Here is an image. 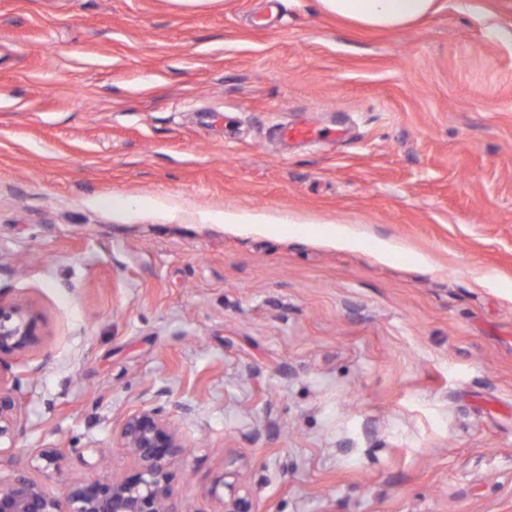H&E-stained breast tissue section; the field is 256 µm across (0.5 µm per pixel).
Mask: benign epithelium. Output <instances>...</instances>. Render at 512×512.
I'll use <instances>...</instances> for the list:
<instances>
[{"label": "benign epithelium", "mask_w": 512, "mask_h": 512, "mask_svg": "<svg viewBox=\"0 0 512 512\" xmlns=\"http://www.w3.org/2000/svg\"><path fill=\"white\" fill-rule=\"evenodd\" d=\"M40 314L20 301L0 298V369L4 358L20 355L38 340ZM19 382L0 372V458L11 457L16 448L15 430L22 413ZM120 447L134 459L133 471L121 478L70 481L63 462L71 454L94 457L100 467L106 455L100 448H40L35 459L44 463L54 485L17 476L0 483V512H190L172 489L175 462L184 455V445L159 411L145 404L129 411L118 429ZM229 489V498H215L216 512H259L247 494L220 476L214 487Z\"/></svg>", "instance_id": "obj_1"}]
</instances>
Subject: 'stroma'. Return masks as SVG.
Wrapping results in <instances>:
<instances>
[{"instance_id":"1","label":"stroma","mask_w":512,"mask_h":512,"mask_svg":"<svg viewBox=\"0 0 512 512\" xmlns=\"http://www.w3.org/2000/svg\"><path fill=\"white\" fill-rule=\"evenodd\" d=\"M278 2L0 0V297L42 316L0 480L128 474L146 404L198 512L235 464L260 512H512V0ZM323 11L355 26L393 30L433 15L438 0H318ZM280 136L286 140L300 142H313L324 138H343L340 131H328L313 123L287 124L280 128Z\"/></svg>"}]
</instances>
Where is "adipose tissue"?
Masks as SVG:
<instances>
[{
	"label": "adipose tissue",
	"instance_id": "obj_1",
	"mask_svg": "<svg viewBox=\"0 0 512 512\" xmlns=\"http://www.w3.org/2000/svg\"><path fill=\"white\" fill-rule=\"evenodd\" d=\"M323 11L355 26L393 30L433 15L438 0H318Z\"/></svg>",
	"mask_w": 512,
	"mask_h": 512
}]
</instances>
